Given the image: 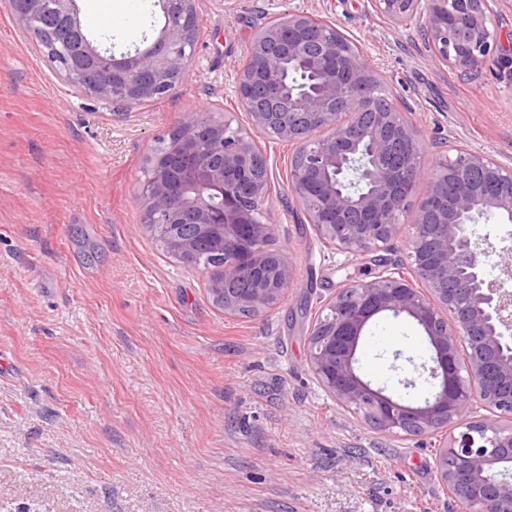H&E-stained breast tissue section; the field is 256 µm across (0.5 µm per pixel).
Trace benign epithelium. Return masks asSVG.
<instances>
[{
	"label": "benign epithelium",
	"instance_id": "1",
	"mask_svg": "<svg viewBox=\"0 0 512 512\" xmlns=\"http://www.w3.org/2000/svg\"><path fill=\"white\" fill-rule=\"evenodd\" d=\"M399 26L424 18L421 36L437 64L475 74L501 50L494 28L498 0H373ZM69 38L65 55L86 69L108 64L112 82L81 91L124 110L169 93L189 70L196 42L177 24L196 14L197 0H159L165 23L154 42L133 54L112 55L84 32L76 0H52ZM20 25L40 37L33 20L46 0H11ZM319 77L286 86L284 62ZM241 104L252 123L298 144L289 163L291 190L320 238L349 255L370 253L394 239L411 217L409 271L385 264L373 279L347 284L323 305L309 337V360L336 400L362 409L374 429L390 435L448 431L438 454L441 481L468 512H512V479L489 476L512 463V425L461 422L481 402L512 417V290L488 278L500 266L512 278V247L476 237L481 220L512 223V166L467 148L423 170L422 146L404 106L375 93L367 59L337 29L325 34L304 13L264 28L238 66ZM426 181L423 202L410 213L414 187ZM270 188L266 158L231 121L213 112H186L167 152L144 171L146 223L184 267L198 268L200 240L222 249L207 290L224 309L259 314L291 280L286 255L268 248L273 226L262 221ZM193 225L194 232L183 225ZM405 315L432 350L430 397L420 403L375 389L357 356L372 320Z\"/></svg>",
	"mask_w": 512,
	"mask_h": 512
}]
</instances>
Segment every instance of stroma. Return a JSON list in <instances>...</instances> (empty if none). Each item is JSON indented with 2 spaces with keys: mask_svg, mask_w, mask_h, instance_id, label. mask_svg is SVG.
<instances>
[{
  "mask_svg": "<svg viewBox=\"0 0 512 512\" xmlns=\"http://www.w3.org/2000/svg\"><path fill=\"white\" fill-rule=\"evenodd\" d=\"M78 6L118 53L164 25L156 0ZM288 13L333 24L404 98L426 172L460 146L512 162V64L475 77L435 64L419 17L391 26L372 0H198L185 79L121 116L70 86L0 2V512H463L437 470L446 432L380 433L311 370L325 300L382 259L406 263L410 227L374 255L322 242L289 186L295 145L244 111L237 67ZM190 111L226 115L267 159L269 247L292 278L253 317L215 305L205 271L144 223L146 160ZM358 356L373 386L428 396L412 320L376 317Z\"/></svg>",
  "mask_w": 512,
  "mask_h": 512,
  "instance_id": "obj_1",
  "label": "stroma"
}]
</instances>
